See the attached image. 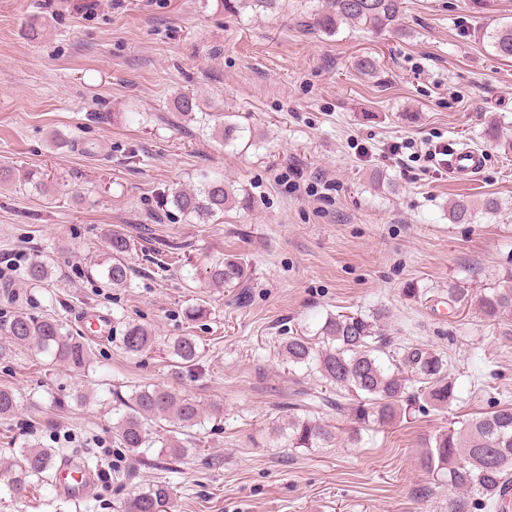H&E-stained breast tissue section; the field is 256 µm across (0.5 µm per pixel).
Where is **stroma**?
Wrapping results in <instances>:
<instances>
[{
    "label": "stroma",
    "instance_id": "1",
    "mask_svg": "<svg viewBox=\"0 0 512 512\" xmlns=\"http://www.w3.org/2000/svg\"><path fill=\"white\" fill-rule=\"evenodd\" d=\"M317 2L0 0V166L42 181L0 187V262H18L0 279V324L56 314L76 332L92 307L155 336L138 357L90 340L80 369L30 349L0 358V387L20 398L0 419V464L34 440L77 461L94 450L91 512H117L127 493L158 483L177 512H448L461 499L420 456L425 437L512 403V314L490 324L479 310L483 289L512 271V152L484 135L497 120L512 139V59L487 38L512 23V0H405L398 36L310 31ZM363 55L376 75L356 70ZM178 92L230 113L250 138L226 145L178 123ZM460 145L486 159L468 181L433 156ZM204 171L247 189L254 208L202 224L165 204ZM459 194L501 208L453 224ZM114 231L134 244L124 288L103 285ZM220 254L248 266L245 300L210 284ZM39 256L53 274L35 287L22 269ZM452 282L470 290L453 310ZM200 305L206 318H188ZM379 308L394 343L447 355L457 401L372 425L355 446L276 442L272 426L291 414L347 424L342 395L279 355L283 338L314 335L330 313ZM178 336L199 346L181 376L169 349ZM144 384L218 410L216 430L198 432L178 461L116 448L115 410Z\"/></svg>",
    "mask_w": 512,
    "mask_h": 512
}]
</instances>
